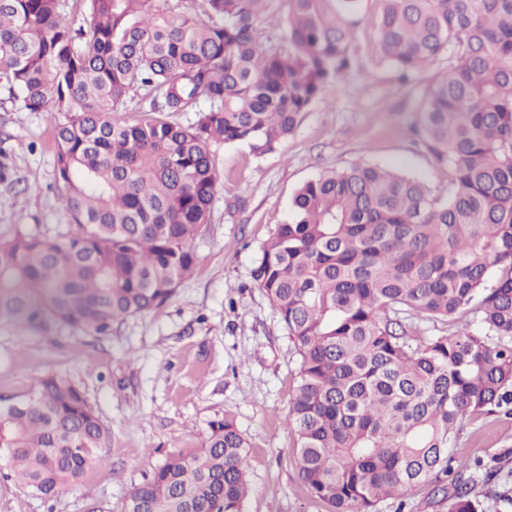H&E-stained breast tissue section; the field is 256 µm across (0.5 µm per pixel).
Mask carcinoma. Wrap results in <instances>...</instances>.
Wrapping results in <instances>:
<instances>
[{
  "label": "carcinoma",
  "mask_w": 512,
  "mask_h": 512,
  "mask_svg": "<svg viewBox=\"0 0 512 512\" xmlns=\"http://www.w3.org/2000/svg\"><path fill=\"white\" fill-rule=\"evenodd\" d=\"M0 0V79L54 116L74 229L0 241V321L49 316L103 334L193 274L220 181L212 147L275 152L370 40L405 83L449 52L413 133L448 186L368 162L322 171L292 200L252 277L300 356L292 460L329 512H376L421 483L448 512H486L493 471L461 461L468 417L512 416V0ZM148 107L127 118L133 90ZM192 112L187 125L172 119ZM441 324L425 339L421 324ZM107 431L67 376L0 405L4 476L46 499L104 468ZM249 443L234 419L169 451L124 512H243Z\"/></svg>",
  "instance_id": "carcinoma-1"
}]
</instances>
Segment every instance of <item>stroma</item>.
<instances>
[{
  "label": "stroma",
  "instance_id": "35a3bbf8",
  "mask_svg": "<svg viewBox=\"0 0 512 512\" xmlns=\"http://www.w3.org/2000/svg\"><path fill=\"white\" fill-rule=\"evenodd\" d=\"M356 57L275 153L217 149L221 181L194 242L197 268L164 305L99 336L46 318L24 328L0 322V400L19 399L45 374L67 375L109 432L103 455L114 472L88 471L50 501L0 477V512H122L131 485L171 449L200 445L210 422L227 415L250 443L244 512H327L307 496L291 458L287 414L299 356L252 271L298 188L323 170L369 162L433 188L448 182L411 131L429 73L406 85L394 69L371 67L364 38ZM0 163L8 169L0 240L19 231L63 239L73 221L60 202L53 121L21 108L1 79ZM453 453L512 471V418L466 419Z\"/></svg>",
  "mask_w": 512,
  "mask_h": 512
}]
</instances>
